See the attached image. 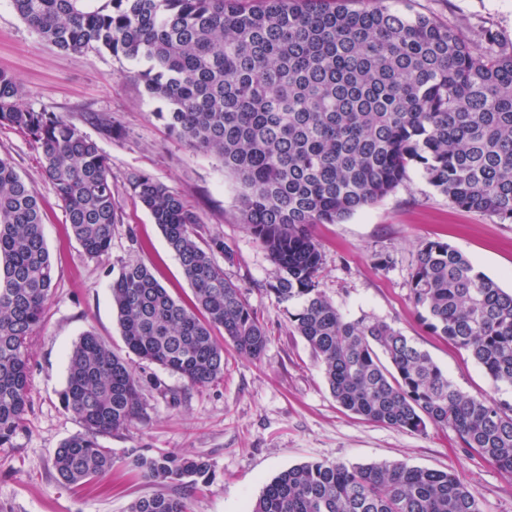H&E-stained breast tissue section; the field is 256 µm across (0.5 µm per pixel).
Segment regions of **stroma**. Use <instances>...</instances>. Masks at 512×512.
Listing matches in <instances>:
<instances>
[{"instance_id":"stroma-1","label":"stroma","mask_w":512,"mask_h":512,"mask_svg":"<svg viewBox=\"0 0 512 512\" xmlns=\"http://www.w3.org/2000/svg\"><path fill=\"white\" fill-rule=\"evenodd\" d=\"M412 11L457 28L470 43L488 28L512 45V0H411ZM143 65L106 52L56 50L0 0V71L22 84L25 102L66 116L96 138L112 164L119 202L108 254L86 257L72 237L67 216L40 168L39 153L23 135L0 128V154L42 200L46 244L56 286L43 326L31 342L30 403L24 425L9 448H0V512H128L156 486L127 464L131 449L146 454L190 453L208 459L213 477L191 495V512H250L265 485L289 467L312 460L369 464L403 462L452 471L480 498L483 512H512V477L462 449L454 432L414 434L372 423L344 410L333 398L306 341L290 317L299 302L278 301L267 290L278 270L240 221L238 184L212 155L171 136L137 78ZM88 112L111 116L117 131L99 137L84 121ZM152 175L194 210L206 234L224 249L215 262L239 286L269 336L259 360L224 349V376L205 387L188 386L158 365L130 355L112 306L111 284L123 264L151 269L170 294L190 301L192 287L150 213L133 196L132 175ZM313 234L322 253L320 290L347 318L369 315L407 336L447 373L461 392L495 394L512 403V389L495 390L468 352L434 336L412 304L410 273L424 244L447 242L476 270L512 291V224L453 206L419 168L376 204ZM87 331L127 358L142 385L147 416L102 437L115 460L111 471L82 486L56 480L54 453L81 429L61 401L68 353Z\"/></svg>"}]
</instances>
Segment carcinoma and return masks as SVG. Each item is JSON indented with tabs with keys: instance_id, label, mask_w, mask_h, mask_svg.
<instances>
[{
	"instance_id": "1",
	"label": "carcinoma",
	"mask_w": 512,
	"mask_h": 512,
	"mask_svg": "<svg viewBox=\"0 0 512 512\" xmlns=\"http://www.w3.org/2000/svg\"><path fill=\"white\" fill-rule=\"evenodd\" d=\"M47 45L95 49L150 67L137 73L164 102L168 129L216 156L240 184L242 223L279 276L267 291L299 300L295 332L323 368L336 402L360 418L414 434L452 430L463 448L512 477V404L461 393L430 355L387 322L346 318L319 290L322 254L311 228L374 205L421 166L428 183L464 210L512 224V52L497 34L484 47L433 18L385 0H11ZM0 126L27 137L89 258L112 244L118 201L96 140L22 98L0 71ZM192 286L185 305L142 263H126L112 301L127 348L192 387L224 377L223 334L248 359L267 332L241 289L224 277L213 237L199 243L197 214L147 174L130 179ZM55 286L32 185L0 155V447L9 448L29 404V346ZM410 299L431 333L471 354L495 386L512 387V292L442 241L421 249ZM65 410L82 431L57 448L59 483L81 485L112 469L99 438L144 418L139 378L88 331L68 356ZM162 491L129 512H191L209 483L200 456L128 454ZM252 512H482L451 471L402 462H305L264 488Z\"/></svg>"
}]
</instances>
